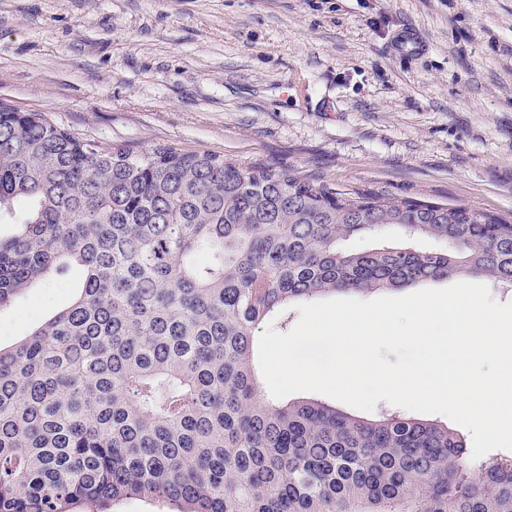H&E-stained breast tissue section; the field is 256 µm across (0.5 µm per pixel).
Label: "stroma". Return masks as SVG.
Masks as SVG:
<instances>
[{
	"mask_svg": "<svg viewBox=\"0 0 512 512\" xmlns=\"http://www.w3.org/2000/svg\"><path fill=\"white\" fill-rule=\"evenodd\" d=\"M0 103L104 149L512 222V0H0ZM69 277L1 310L0 345L65 306Z\"/></svg>",
	"mask_w": 512,
	"mask_h": 512,
	"instance_id": "35a3bbf8",
	"label": "stroma"
}]
</instances>
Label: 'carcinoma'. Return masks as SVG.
<instances>
[{
	"mask_svg": "<svg viewBox=\"0 0 512 512\" xmlns=\"http://www.w3.org/2000/svg\"><path fill=\"white\" fill-rule=\"evenodd\" d=\"M0 310L81 273L0 348V512H512V457L448 427L264 400L254 330L290 304L450 277L512 288V223L212 154L103 149L0 104ZM392 229L434 250L345 243Z\"/></svg>",
	"mask_w": 512,
	"mask_h": 512,
	"instance_id": "cac0c4a2",
	"label": "carcinoma"
}]
</instances>
